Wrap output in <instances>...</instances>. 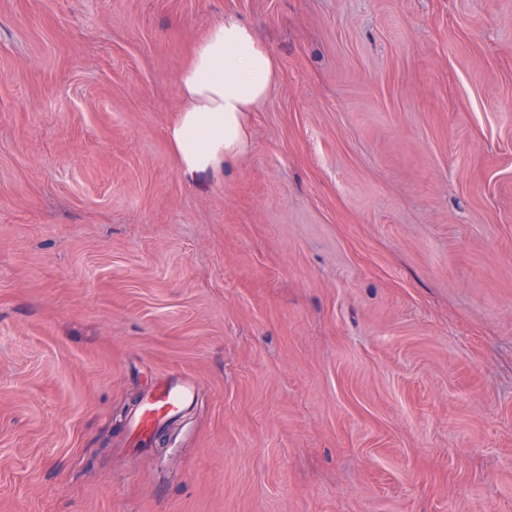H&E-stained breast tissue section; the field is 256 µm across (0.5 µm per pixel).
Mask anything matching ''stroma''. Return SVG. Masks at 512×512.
<instances>
[{"label":"stroma","instance_id":"obj_1","mask_svg":"<svg viewBox=\"0 0 512 512\" xmlns=\"http://www.w3.org/2000/svg\"><path fill=\"white\" fill-rule=\"evenodd\" d=\"M227 13L278 81L191 180ZM0 512H512V0H0ZM278 59L235 14L212 23L177 78L181 107L167 129L185 176L218 172L251 148L247 116L267 98ZM194 402V390L187 379H165L145 395L129 423L132 446L149 445L155 430L179 418Z\"/></svg>","mask_w":512,"mask_h":512}]
</instances>
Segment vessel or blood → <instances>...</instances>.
<instances>
[{"label":"vessel or blood","mask_w":512,"mask_h":512,"mask_svg":"<svg viewBox=\"0 0 512 512\" xmlns=\"http://www.w3.org/2000/svg\"><path fill=\"white\" fill-rule=\"evenodd\" d=\"M194 402L192 384L186 379H166L147 393L129 423L132 445L148 446L155 430L179 418Z\"/></svg>","instance_id":"1"}]
</instances>
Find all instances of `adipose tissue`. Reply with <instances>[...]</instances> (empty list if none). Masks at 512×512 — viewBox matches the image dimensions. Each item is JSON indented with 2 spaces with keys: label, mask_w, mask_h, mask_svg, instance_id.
I'll list each match as a JSON object with an SVG mask.
<instances>
[{
  "label": "adipose tissue",
  "mask_w": 512,
  "mask_h": 512,
  "mask_svg": "<svg viewBox=\"0 0 512 512\" xmlns=\"http://www.w3.org/2000/svg\"><path fill=\"white\" fill-rule=\"evenodd\" d=\"M278 72L275 53L239 16L209 26L178 74L182 104L167 129L184 175L220 171L249 152L247 116L267 98Z\"/></svg>",
  "instance_id": "1"
}]
</instances>
